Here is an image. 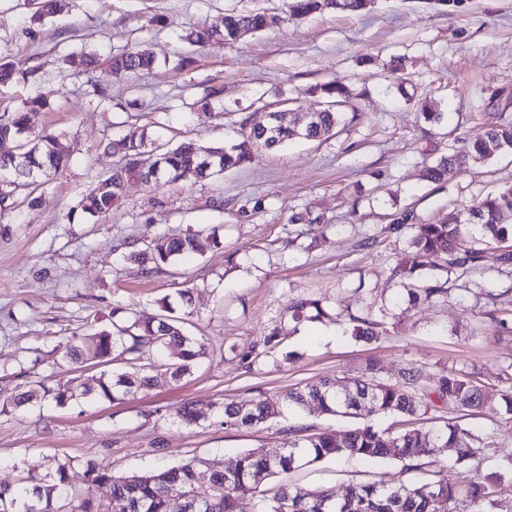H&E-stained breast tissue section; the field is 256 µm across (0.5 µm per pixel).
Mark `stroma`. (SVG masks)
Masks as SVG:
<instances>
[{"label":"stroma","instance_id":"stroma-1","mask_svg":"<svg viewBox=\"0 0 512 512\" xmlns=\"http://www.w3.org/2000/svg\"><path fill=\"white\" fill-rule=\"evenodd\" d=\"M232 8L278 12L284 0H65L41 20L34 0H0V57L19 77L0 87V112L47 94L51 107L28 137L57 134L68 155L66 166L35 190V204L20 194L0 212V402L40 383L66 384L74 394L62 406L41 398L0 411V485L17 486L28 471L43 474L66 461L81 494L100 498L103 488L84 475L90 459L116 475L194 457L224 470L245 450L287 447L298 426L340 434L349 420L312 408L284 412L268 427L228 428L222 406L320 379L345 381L372 361L390 373L409 364L431 374L473 365L490 385L489 398L497 396L496 376L512 363V332L493 328L482 313L486 291L512 281L493 271L465 276L461 300L418 304L401 325L386 319L371 343L350 339L341 318L295 324L288 306L307 294L333 309L352 298L379 308L402 290L388 273L395 262L383 240L389 213L409 207L425 222L452 213L469 224L474 196L512 184L511 153L472 160L439 184L421 177L424 164L482 123L481 100L494 99L502 117L512 119V0H452L447 7L372 0L358 15L291 19L203 52L184 41L188 27L222 26ZM138 43L149 45L158 66L113 77L104 101L92 93L95 74L62 65L72 52L105 57ZM396 56L408 60L404 73L390 70ZM32 70L38 81L26 80ZM329 82L354 97L339 133L327 141L257 146L253 163L203 180L133 181L119 208L94 219L81 214L82 194L112 168L108 143L132 127L159 144L221 145L236 139L256 99L285 90L301 119L323 106L308 87ZM211 88L222 92L223 113L191 111ZM429 98L439 105V121L422 116ZM305 210L321 223L292 224L291 216ZM188 231L217 233L221 244L151 273L128 259L158 236ZM184 288L194 291L186 328L205 339L208 357L180 382L161 376L125 400L82 397L78 371L57 348L61 337L111 328L116 311L156 317ZM464 319L473 336L451 335ZM323 327L333 337L322 338ZM275 331L294 360L276 352L252 365L241 360ZM191 401L207 404L205 416L192 425L172 421V411ZM400 478L394 465L345 460L286 480L341 495L354 482Z\"/></svg>","mask_w":512,"mask_h":512}]
</instances>
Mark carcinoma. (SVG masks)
<instances>
[{"instance_id":"cac0c4a2","label":"carcinoma","mask_w":512,"mask_h":512,"mask_svg":"<svg viewBox=\"0 0 512 512\" xmlns=\"http://www.w3.org/2000/svg\"><path fill=\"white\" fill-rule=\"evenodd\" d=\"M370 0H289L288 16L302 18L325 11L359 13L368 8ZM285 21V17L266 10L224 13L223 29H193L185 36L190 45L204 50L218 43H230L244 33H261ZM66 63L72 67L94 70L107 75L137 76L156 65L153 53L143 45L114 53L105 59L94 54L72 53ZM312 94L327 98V107L311 113L304 126L296 124L293 113L282 109L270 122L265 116L245 118L240 123L241 141L229 147H201L183 142L175 148L155 147V162L144 168L141 156L147 146V132L133 130L112 141L109 148L116 157L112 173L99 179L83 195V214L95 217L106 214L123 200V188L130 180L149 184L163 176L170 181L195 177L209 178L251 161V149L263 142L268 149L296 138L327 139L336 134L343 121L341 107L349 99V91L334 83L315 84ZM42 95L32 98L23 107L0 114V206L13 195L31 189L37 177L58 169L66 161L62 143L55 135H45L37 143H29L22 135L39 117L45 107ZM512 151V122H485L463 145L448 148L434 165H426L422 177L431 183L444 181L448 172L465 167L472 158H489ZM469 211L474 227H464L448 215L435 222L424 223L411 210L398 212L387 233L404 236L412 260L398 258L391 274L405 280L407 298L396 300L397 317L425 301L448 299L455 292L453 281L473 271L512 269V185H504L495 193L472 199ZM220 245L216 236L187 233L162 236L141 251H133L128 259L146 272L158 270L177 258L191 257L204 251V244ZM492 308L486 317L501 330L512 329V308L497 304V295L489 294ZM291 319L319 320L327 316L321 301L298 298L289 308ZM350 321L349 335L356 341H372L378 336V322L369 316L352 313L346 306ZM153 337L158 351H168L173 359L163 364L165 373L174 381L191 374L197 362L207 357L209 347L203 338L185 333L182 321L173 316V308L164 306V314L144 320L135 315L110 329L97 330L79 338L72 336L64 343L63 356L83 376L82 395L109 401L134 396L154 384L153 372L158 365L153 354L144 350L142 338ZM282 344L273 332L264 337L265 350H251L242 359L258 360ZM98 358L99 371L85 365V356ZM499 401L492 404L483 399L484 385L475 375L451 366L433 378L414 366L384 376L377 363L368 364L359 378L339 385L324 379L295 387L282 395L261 397L250 405L226 402L224 425L234 428L264 426L284 411H300L314 407L323 414L362 420L356 428L337 435L330 430L308 432L294 430L296 439L288 442L281 454L271 456L259 449L242 453L229 473L212 469L206 462L191 459L179 465L136 471L124 475L112 472L94 462L87 463L85 475L107 488V498L91 502L82 498L71 484L68 465L60 463L54 474H30L20 488L0 485V512H25L34 503L38 512H191L189 504L198 492L208 496L203 512H244L247 495L259 492L269 479L287 474L325 460L341 462L347 458L400 465L405 476L395 485L384 482H361L351 485L338 498L326 488H310L282 484L271 497L262 500L258 512H454L453 505L462 501L471 512H512V459L498 464L499 472L484 483L465 478L460 482H417L412 475L433 464L431 457L438 449H455L453 466L477 471L482 463L495 455L493 436L478 432L468 422L474 411L505 415L512 421V363L502 368ZM448 409L444 427L438 430L417 427L430 411L439 406ZM202 417L201 406L184 403L174 411V418L187 425ZM379 419L391 423L380 427ZM171 485L180 486L185 498L174 499L167 493Z\"/></svg>"}]
</instances>
